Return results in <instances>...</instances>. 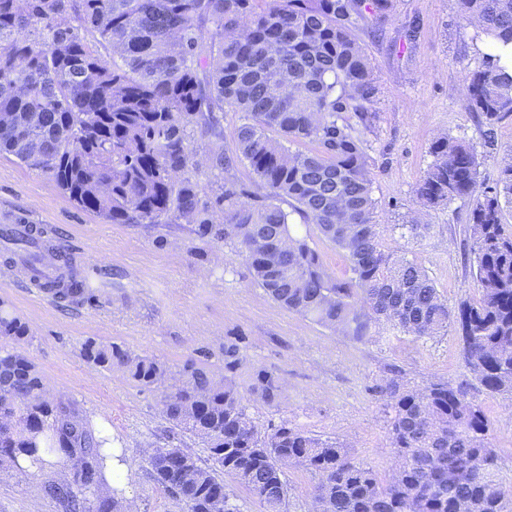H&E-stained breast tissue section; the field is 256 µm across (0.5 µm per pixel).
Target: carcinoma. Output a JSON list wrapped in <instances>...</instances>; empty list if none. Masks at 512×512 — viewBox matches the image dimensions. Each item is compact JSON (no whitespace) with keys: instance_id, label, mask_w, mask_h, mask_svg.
<instances>
[{"instance_id":"obj_1","label":"carcinoma","mask_w":512,"mask_h":512,"mask_svg":"<svg viewBox=\"0 0 512 512\" xmlns=\"http://www.w3.org/2000/svg\"><path fill=\"white\" fill-rule=\"evenodd\" d=\"M462 19L490 41L512 44V0H456ZM391 0H0V154L49 174L79 207L112 224L196 225L201 238L230 241L255 283L274 301L334 331L362 336L371 323L418 338L456 327L464 357L489 393L512 389V153L495 187L481 189L475 148L442 136L416 189L426 207L471 202L475 277L481 297L451 309L415 259L386 253L373 224L372 172L361 130L375 118L373 70L353 28L376 33ZM471 111L494 127L512 115V72L488 54L464 76ZM239 114L234 149H224V113ZM212 140L195 160L194 131ZM291 143L309 145L292 151ZM245 163L264 193L236 174ZM206 166L211 186L199 185ZM291 211H286L283 203ZM317 226L343 250L351 276L331 277L291 214ZM12 224L40 243L60 275L45 287L63 300L95 298L70 254L47 231ZM0 458L43 448L71 464L49 487L68 512H116L101 492L111 445L75 410L49 399L22 350L26 321L0 302ZM90 364L118 370L145 388L169 368L115 342L88 340ZM470 383L420 391L393 378L380 386L389 417L391 477L354 461L343 444L287 423L261 432L232 378L194 361L163 395V413L203 439L207 462L182 448H156L154 480L187 512H240L221 474L253 493L264 512H286L283 468L318 476L323 512H512V496L484 468L495 455L490 421L469 397ZM251 391L266 402L280 392L261 370Z\"/></svg>"}]
</instances>
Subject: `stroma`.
Instances as JSON below:
<instances>
[{"label":"stroma","instance_id":"obj_1","mask_svg":"<svg viewBox=\"0 0 512 512\" xmlns=\"http://www.w3.org/2000/svg\"><path fill=\"white\" fill-rule=\"evenodd\" d=\"M373 68L377 118L364 135L372 172L374 222L385 252L419 261L449 306L480 296L469 253L467 201L423 209L416 187L433 161L432 142L448 135L472 144L483 187L496 183L501 158L512 151V115L495 126L485 146L483 126L467 104L466 73L481 68L486 42L463 21L455 0H393L382 34L356 30ZM24 221L51 230L54 243L95 272L96 297L68 302L32 288L21 263L7 265L0 243V301L31 327L24 349L54 401L74 405L97 429L111 430L125 453L126 494L135 512H186L154 480L151 449L179 446L199 459L200 439L175 428L162 413V391L143 388L122 372L87 363L89 339L122 344L179 370L189 361L224 373V345L239 343L234 379L259 430L282 423L340 441L351 458L379 478L393 471L387 422L377 385L399 378L415 389L439 382H471L470 397L491 421L498 476L512 488V391L491 394L472 380L455 332L434 339L370 328L357 340L289 311L259 288L233 244L202 239L186 223L112 224L78 207L51 176L0 154V225ZM424 224L420 237L400 230ZM324 269L350 274L346 254L312 224H299ZM277 375L279 397L263 401L249 387L258 371ZM58 459L42 469L0 466V512H65L47 495L66 479Z\"/></svg>","mask_w":512,"mask_h":512}]
</instances>
